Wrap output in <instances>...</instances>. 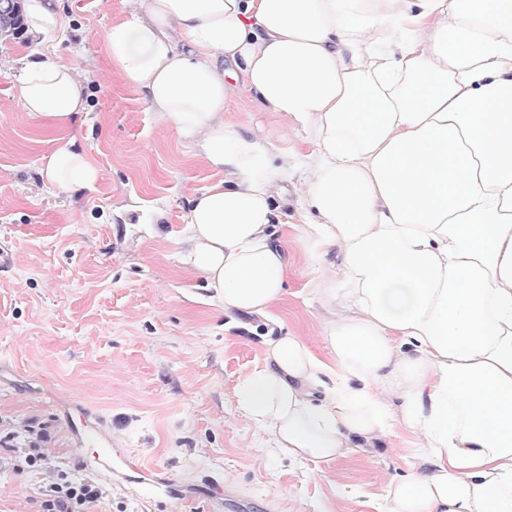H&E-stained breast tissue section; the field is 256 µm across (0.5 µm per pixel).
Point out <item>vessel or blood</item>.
<instances>
[{
    "mask_svg": "<svg viewBox=\"0 0 512 512\" xmlns=\"http://www.w3.org/2000/svg\"><path fill=\"white\" fill-rule=\"evenodd\" d=\"M69 425L76 452L88 457L96 467L108 470L114 480L128 482L136 476L142 482L156 483L153 471L141 466L123 449L113 447L96 414L81 411L79 417L70 419Z\"/></svg>",
    "mask_w": 512,
    "mask_h": 512,
    "instance_id": "vessel-or-blood-1",
    "label": "vessel or blood"
}]
</instances>
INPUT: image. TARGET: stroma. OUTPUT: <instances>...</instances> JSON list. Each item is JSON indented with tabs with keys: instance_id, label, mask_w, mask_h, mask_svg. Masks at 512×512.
I'll return each instance as SVG.
<instances>
[{
	"instance_id": "obj_1",
	"label": "stroma",
	"mask_w": 512,
	"mask_h": 512,
	"mask_svg": "<svg viewBox=\"0 0 512 512\" xmlns=\"http://www.w3.org/2000/svg\"><path fill=\"white\" fill-rule=\"evenodd\" d=\"M66 33L0 37V432L29 425L45 435L51 466L0 452V512H42L50 473L77 474L65 417L87 408L113 444L188 488L173 502L141 484L92 478L103 496L89 512H377L406 471L405 437H390L311 475L269 457L267 433L236 409L235 389L260 366L266 319L226 321L199 276L178 266L182 217L218 174L143 94L109 70L104 35L128 16L126 0H60ZM44 50L76 65L89 93L79 143L100 174L94 191L64 192L40 175L55 143L11 93L13 61ZM224 121L271 148L276 166L310 151L302 127L237 90ZM299 174L282 176L276 226L288 256L287 296L273 312L322 360L333 309L313 293L326 272L309 262L299 219ZM224 480V504L198 492Z\"/></svg>"
}]
</instances>
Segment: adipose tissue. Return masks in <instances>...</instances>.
Returning <instances> with one entry per match:
<instances>
[{
	"mask_svg": "<svg viewBox=\"0 0 512 512\" xmlns=\"http://www.w3.org/2000/svg\"><path fill=\"white\" fill-rule=\"evenodd\" d=\"M104 38L139 89L219 180L184 215L180 269L226 316H270L288 258L272 225L281 175L258 138L225 124L235 90L298 123L312 262L337 253L321 299L332 357L298 336L267 342L236 389L271 455L329 464L406 431L412 458L383 512H512V0H129ZM27 31L67 26L57 0H24ZM57 146L41 175L94 190L68 131L86 88L43 52L12 76ZM398 397L391 413L389 397Z\"/></svg>",
	"mask_w": 512,
	"mask_h": 512,
	"instance_id": "adipose-tissue-1",
	"label": "adipose tissue"
}]
</instances>
